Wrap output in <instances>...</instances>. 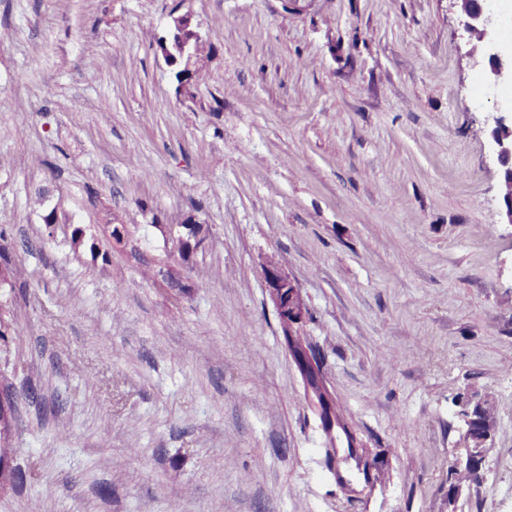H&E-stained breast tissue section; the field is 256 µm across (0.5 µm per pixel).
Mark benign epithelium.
Wrapping results in <instances>:
<instances>
[{
	"instance_id": "benign-epithelium-1",
	"label": "benign epithelium",
	"mask_w": 512,
	"mask_h": 512,
	"mask_svg": "<svg viewBox=\"0 0 512 512\" xmlns=\"http://www.w3.org/2000/svg\"><path fill=\"white\" fill-rule=\"evenodd\" d=\"M466 16V31L479 43V48H470L468 56L475 62H487V81L495 86L512 83V54L506 55L498 48L496 35L497 19L494 13L474 5L472 0H458ZM485 125L489 128V137L492 154L503 168L502 178L512 183V111L491 112L486 118ZM200 221L196 217L186 218L180 222V227L190 233L191 245L194 252L201 251L211 233L196 232V225ZM112 246L128 251L132 254L138 252L139 247L129 234L127 225H117V232L112 235ZM262 274L268 287L270 299L277 311L285 338L289 339V352L297 351V343L301 340L298 334L300 324L308 316V308L301 296L300 290L293 279L288 275L284 265L270 255L262 263ZM159 277L162 281L174 286L176 291L187 296L194 285L187 277L182 265L168 264L161 268ZM16 415L15 396L9 389L0 391V422L11 425ZM466 430L465 464H470L482 458L486 442L478 437L476 426L468 408L460 412Z\"/></svg>"
}]
</instances>
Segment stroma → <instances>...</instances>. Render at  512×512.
<instances>
[{
    "mask_svg": "<svg viewBox=\"0 0 512 512\" xmlns=\"http://www.w3.org/2000/svg\"><path fill=\"white\" fill-rule=\"evenodd\" d=\"M210 45L177 88L161 43ZM455 0H0V230L28 271L0 344L23 484L0 512H512V227ZM45 196L44 207L33 200ZM211 227L175 297L67 225ZM380 479L339 484L261 271ZM490 395L452 495L458 402ZM262 274L268 287L270 299L277 311L287 347L295 362L293 353L297 351L299 340H302V337L298 334L300 332L299 327L308 316V308L297 284L288 275L283 263L278 262L274 256L270 255L265 258L262 263ZM288 338L290 346L288 345ZM302 346L303 349H299V351L303 350L300 369L304 373L316 370L321 372L316 355L313 356L306 349L303 340Z\"/></svg>",
    "mask_w": 512,
    "mask_h": 512,
    "instance_id": "35a3bbf8",
    "label": "stroma"
}]
</instances>
